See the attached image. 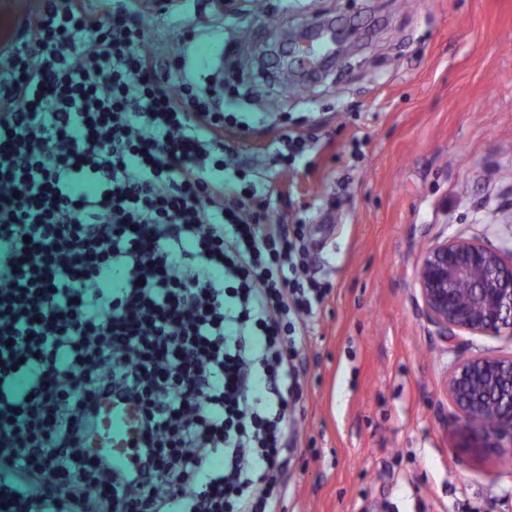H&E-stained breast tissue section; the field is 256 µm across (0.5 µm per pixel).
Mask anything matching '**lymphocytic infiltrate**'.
I'll return each instance as SVG.
<instances>
[{
  "mask_svg": "<svg viewBox=\"0 0 512 512\" xmlns=\"http://www.w3.org/2000/svg\"><path fill=\"white\" fill-rule=\"evenodd\" d=\"M145 0H44L0 46V512H282L296 337L326 288L224 178V114L157 73ZM117 392L140 465L87 442ZM221 466H214V456Z\"/></svg>",
  "mask_w": 512,
  "mask_h": 512,
  "instance_id": "lymphocytic-infiltrate-1",
  "label": "lymphocytic infiltrate"
}]
</instances>
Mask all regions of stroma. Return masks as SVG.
Listing matches in <instances>:
<instances>
[{
  "label": "stroma",
  "mask_w": 512,
  "mask_h": 512,
  "mask_svg": "<svg viewBox=\"0 0 512 512\" xmlns=\"http://www.w3.org/2000/svg\"><path fill=\"white\" fill-rule=\"evenodd\" d=\"M144 19L157 68L224 83V173L248 207L303 227L331 291L297 340L299 443L285 512H512V467L457 448L443 389L455 355L512 352L462 335L448 351L413 288L436 239L512 236V0H185ZM335 21L348 54L310 81L262 61L284 28ZM288 134L306 148L277 157Z\"/></svg>",
  "instance_id": "stroma-1"
}]
</instances>
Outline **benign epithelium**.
<instances>
[{
  "mask_svg": "<svg viewBox=\"0 0 512 512\" xmlns=\"http://www.w3.org/2000/svg\"><path fill=\"white\" fill-rule=\"evenodd\" d=\"M300 39L280 45L276 62L293 64ZM414 288L422 316L448 348L462 333L512 341V239L439 238L421 254ZM444 388L460 422V451L512 466V353L456 359Z\"/></svg>",
  "mask_w": 512,
  "mask_h": 512,
  "instance_id": "benign-epithelium-1",
  "label": "benign epithelium"
}]
</instances>
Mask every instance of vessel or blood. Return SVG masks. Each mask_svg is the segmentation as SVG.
I'll return each mask as SVG.
<instances>
[{
  "mask_svg": "<svg viewBox=\"0 0 512 512\" xmlns=\"http://www.w3.org/2000/svg\"><path fill=\"white\" fill-rule=\"evenodd\" d=\"M20 14L14 0H0V42L18 40L22 35ZM140 415L137 407L121 398L102 400L95 412L90 445L108 458L115 467L130 469L137 465V435Z\"/></svg>",
  "mask_w": 512,
  "mask_h": 512,
  "instance_id": "vessel-or-blood-1",
  "label": "vessel or blood"
}]
</instances>
